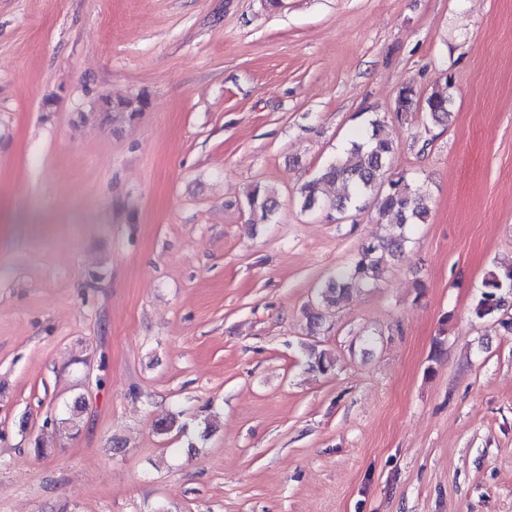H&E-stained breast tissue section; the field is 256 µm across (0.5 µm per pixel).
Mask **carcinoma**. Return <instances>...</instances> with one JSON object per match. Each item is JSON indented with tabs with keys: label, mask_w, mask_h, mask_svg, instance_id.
<instances>
[{
	"label": "carcinoma",
	"mask_w": 512,
	"mask_h": 512,
	"mask_svg": "<svg viewBox=\"0 0 512 512\" xmlns=\"http://www.w3.org/2000/svg\"><path fill=\"white\" fill-rule=\"evenodd\" d=\"M448 92H433L421 97L413 85L403 86L395 101V111H421L434 122L442 124L448 119ZM146 102L106 101L104 112H127L134 117L143 111ZM393 152V141L385 133L384 119L374 116L368 120V128L336 153L300 189L303 208L314 210L329 207L342 215L348 209L360 208V204L372 201L378 216L396 230L385 240L364 245L351 264L332 278L320 292L321 302L336 306L350 296L354 286L374 283L381 274L388 258L401 252L406 242L405 229L410 224L426 220L428 210L424 205L426 190L423 185L409 181L405 176H387L386 164ZM345 186L346 194L330 203L322 197L324 188L336 183ZM247 206L256 223L270 222L280 208L277 194L269 189L255 188L247 196ZM512 297V267L493 270L482 283L472 315L477 321L499 320L507 330H512V318L501 319L508 297Z\"/></svg>",
	"instance_id": "1"
}]
</instances>
